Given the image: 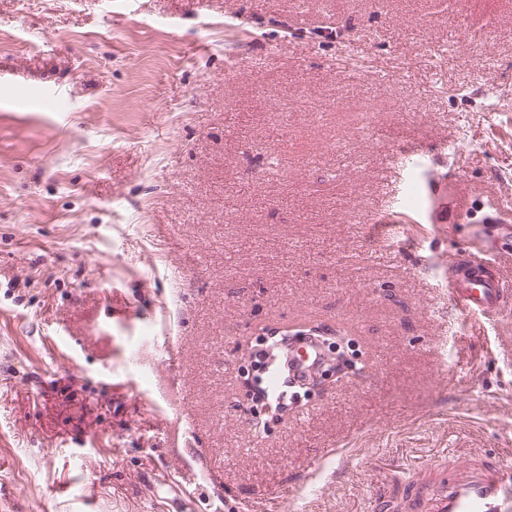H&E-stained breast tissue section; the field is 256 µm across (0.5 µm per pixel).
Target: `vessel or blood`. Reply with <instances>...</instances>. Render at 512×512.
<instances>
[{
  "label": "vessel or blood",
  "instance_id": "vessel-or-blood-1",
  "mask_svg": "<svg viewBox=\"0 0 512 512\" xmlns=\"http://www.w3.org/2000/svg\"><path fill=\"white\" fill-rule=\"evenodd\" d=\"M489 265L488 250L477 247L449 271V301L475 318L489 319L512 310V291L501 288L497 278L484 276ZM323 358L316 339H296L288 345L296 374H314ZM408 497L413 512H512V465L452 459L435 481L411 487Z\"/></svg>",
  "mask_w": 512,
  "mask_h": 512
}]
</instances>
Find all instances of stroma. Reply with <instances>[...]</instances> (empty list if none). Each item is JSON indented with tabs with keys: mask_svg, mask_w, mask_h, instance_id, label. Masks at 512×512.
Listing matches in <instances>:
<instances>
[{
	"mask_svg": "<svg viewBox=\"0 0 512 512\" xmlns=\"http://www.w3.org/2000/svg\"><path fill=\"white\" fill-rule=\"evenodd\" d=\"M452 193L512 225V0H0V512H407L511 453ZM298 325L349 369L256 431ZM260 346L258 347V350L260 351V354L258 355L257 359L253 363H251L250 367L246 369L245 376H247L248 380L252 381L254 379L262 380L264 381L269 372L271 371V368L274 364V359H268L267 356H265L267 350L269 349L266 346V341L263 339L258 342Z\"/></svg>",
	"mask_w": 512,
	"mask_h": 512,
	"instance_id": "stroma-1",
	"label": "stroma"
}]
</instances>
